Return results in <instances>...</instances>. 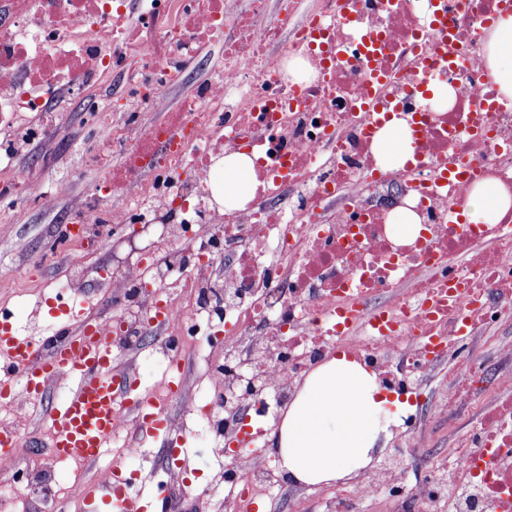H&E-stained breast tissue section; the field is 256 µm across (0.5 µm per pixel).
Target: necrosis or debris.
<instances>
[{"label":"necrosis or debris","mask_w":512,"mask_h":512,"mask_svg":"<svg viewBox=\"0 0 512 512\" xmlns=\"http://www.w3.org/2000/svg\"><path fill=\"white\" fill-rule=\"evenodd\" d=\"M298 0H153L136 29L125 28L130 0H0V125L11 124L13 152L28 148L50 122L60 87L82 92L128 70L124 121L108 149L120 162L97 188L112 200L86 207L71 224L109 233L128 224L157 226L155 255L133 258L112 277L120 323L116 348L136 349L151 315L168 312L157 342L167 371L181 368L187 336L203 333L223 361L205 372L221 414L189 409L218 441L241 433L254 407L281 413L307 373L346 346L383 386L415 396L422 373L449 357L460 326L479 332L512 317V222L465 224L460 209L474 183L495 176L512 188V98L484 61L486 31L512 0H316L290 27ZM287 45L269 47L283 30ZM224 36V69L163 118L141 124L186 68L192 44ZM307 57L314 77L292 82L287 62ZM432 84L448 87L434 103ZM405 121L411 164L382 169L380 123L364 109ZM222 152L256 154V189L234 212L211 190ZM468 175L446 188L441 163ZM404 188L419 232L390 230L383 191ZM469 254L458 264L460 254ZM188 298L176 297L172 276ZM383 297L374 305V297ZM453 398L481 397L483 410L466 443L449 449L447 468L422 467L407 481L411 427L394 429L396 449L350 487L323 495V512H361L381 492L391 512H512V377L489 372L474 355ZM245 476L224 472L235 488L230 512L285 483L267 448L225 449Z\"/></svg>","instance_id":"necrosis-or-debris-1"}]
</instances>
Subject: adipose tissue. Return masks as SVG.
<instances>
[{
	"mask_svg": "<svg viewBox=\"0 0 512 512\" xmlns=\"http://www.w3.org/2000/svg\"><path fill=\"white\" fill-rule=\"evenodd\" d=\"M485 63L501 92L512 97V14L499 15L488 30ZM384 166L400 168L413 147L401 121L378 135ZM215 189L225 208L242 205L253 193V161L231 152L216 160ZM512 213V190L489 178L466 196L463 214L473 224H497ZM374 373L346 355L333 356L314 368L299 386L273 437L280 466L291 481L319 486L357 479L382 451L391 420Z\"/></svg>",
	"mask_w": 512,
	"mask_h": 512,
	"instance_id": "ef3b65f1",
	"label": "adipose tissue"
}]
</instances>
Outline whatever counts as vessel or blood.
<instances>
[{"instance_id":"vessel-or-blood-1","label":"vessel or blood","mask_w":512,"mask_h":512,"mask_svg":"<svg viewBox=\"0 0 512 512\" xmlns=\"http://www.w3.org/2000/svg\"><path fill=\"white\" fill-rule=\"evenodd\" d=\"M72 381L63 401L45 416L53 456L93 464L111 438L122 405H130L139 433L168 428L163 403L137 391L132 371H118L112 357V338L89 318L76 327L35 342L17 335L8 316L0 317V402L26 399L38 404L58 378ZM23 436L18 429L0 428V463L16 458ZM124 465H113L100 480L82 491L84 512H145V505L125 485Z\"/></svg>"}]
</instances>
